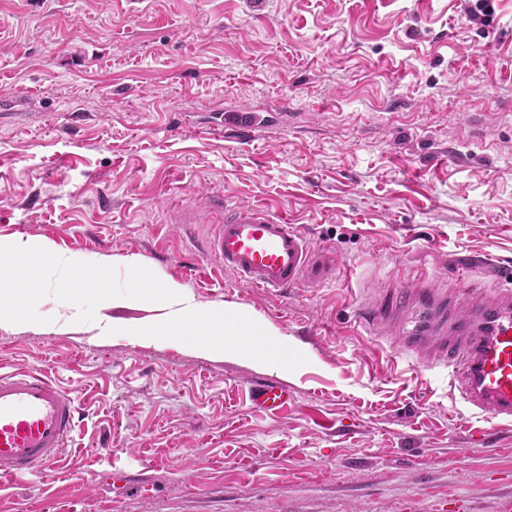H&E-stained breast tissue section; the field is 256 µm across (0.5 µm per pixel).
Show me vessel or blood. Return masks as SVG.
<instances>
[{
    "label": "vessel or blood",
    "mask_w": 512,
    "mask_h": 512,
    "mask_svg": "<svg viewBox=\"0 0 512 512\" xmlns=\"http://www.w3.org/2000/svg\"><path fill=\"white\" fill-rule=\"evenodd\" d=\"M261 123L256 112L214 116L211 131L232 127L250 131ZM208 215L215 224L202 242L206 255L238 280L264 290L281 291L300 283H321L331 270L316 256L287 217L266 203L228 208L220 195L210 197ZM492 294L474 292L460 280L456 296L467 304L453 310L455 296L428 278L399 289L391 303H368L360 323L397 325L406 351H422L438 339V364L448 369L451 389L472 408L501 422H512V271ZM252 401L271 411L290 398L278 382L252 386ZM78 406L71 392L47 373L0 371V491L14 489L29 475L57 477V467L72 439Z\"/></svg>",
    "instance_id": "b4317fda"
}]
</instances>
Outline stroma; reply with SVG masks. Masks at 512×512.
Listing matches in <instances>:
<instances>
[{"label": "stroma", "instance_id": "35a3bbf8", "mask_svg": "<svg viewBox=\"0 0 512 512\" xmlns=\"http://www.w3.org/2000/svg\"><path fill=\"white\" fill-rule=\"evenodd\" d=\"M476 4L0 0V99H32L0 125V243L136 261L307 358L100 342L45 298L55 325L0 328V368L56 376L82 415L61 480L23 478L0 512H512V424L356 323L420 276L488 293L512 265V0ZM241 109L289 119L207 132ZM212 194L282 208L333 279L222 271L175 221ZM268 379L291 394L275 414L249 398Z\"/></svg>", "mask_w": 512, "mask_h": 512}]
</instances>
